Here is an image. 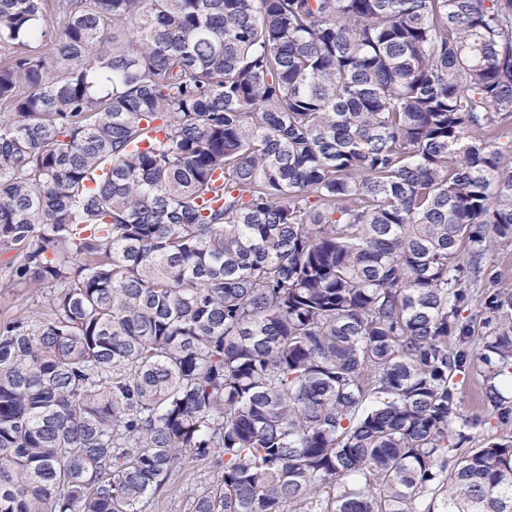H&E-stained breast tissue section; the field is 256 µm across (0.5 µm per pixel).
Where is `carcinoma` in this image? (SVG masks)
<instances>
[{"mask_svg":"<svg viewBox=\"0 0 512 512\" xmlns=\"http://www.w3.org/2000/svg\"><path fill=\"white\" fill-rule=\"evenodd\" d=\"M65 23L52 34L46 14ZM0 512H512V0H0ZM466 253V264L456 262ZM470 443L464 452L459 448ZM488 278L486 282L478 286L475 296L469 304L467 311L463 313L466 320H473L476 334L481 330L480 318L482 315L481 292L484 288L508 289L512 292V246L499 247L488 258ZM15 254L14 251H0V319L4 314L23 317L45 313L47 298L55 288L53 284L11 279L9 271L15 263ZM482 378L475 372H469L460 378V392L465 414H484L480 402V387ZM219 478L207 462L190 461L174 477L175 482L159 497L149 499L147 512H191V504L203 487Z\"/></svg>","mask_w":512,"mask_h":512,"instance_id":"carcinoma-1","label":"carcinoma"}]
</instances>
